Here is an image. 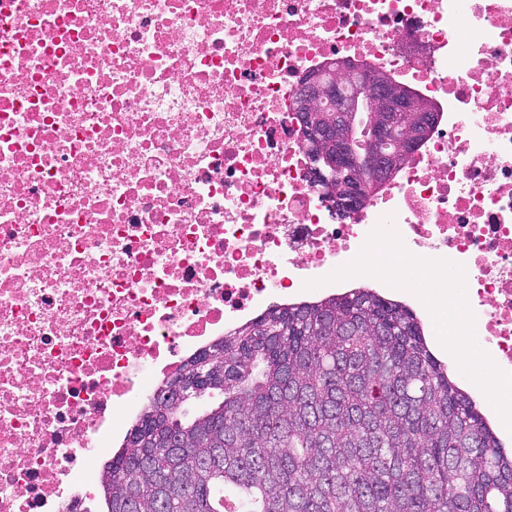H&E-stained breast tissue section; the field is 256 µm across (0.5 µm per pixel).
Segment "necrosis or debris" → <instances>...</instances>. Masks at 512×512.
<instances>
[{
	"mask_svg": "<svg viewBox=\"0 0 512 512\" xmlns=\"http://www.w3.org/2000/svg\"><path fill=\"white\" fill-rule=\"evenodd\" d=\"M339 59L437 112L343 217L294 112ZM412 265L512 394V0H0V512H86L195 354Z\"/></svg>",
	"mask_w": 512,
	"mask_h": 512,
	"instance_id": "necrosis-or-debris-1",
	"label": "necrosis or debris"
}]
</instances>
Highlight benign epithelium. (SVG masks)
<instances>
[{
  "label": "benign epithelium",
  "mask_w": 512,
  "mask_h": 512,
  "mask_svg": "<svg viewBox=\"0 0 512 512\" xmlns=\"http://www.w3.org/2000/svg\"><path fill=\"white\" fill-rule=\"evenodd\" d=\"M336 78L308 77L296 94V118L305 131L307 149L318 158L333 155L338 164L330 173L318 171L316 185L327 198L341 194L356 208L365 205L400 168L402 159L419 141L412 134L396 146L384 148L399 120L430 126L436 116L431 104L413 88L390 73L347 60L335 64ZM368 123L372 137L359 155L349 146L356 138L358 122Z\"/></svg>",
  "instance_id": "7a95c632"
}]
</instances>
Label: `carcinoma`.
Listing matches in <instances>:
<instances>
[{
    "label": "carcinoma",
    "mask_w": 512,
    "mask_h": 512,
    "mask_svg": "<svg viewBox=\"0 0 512 512\" xmlns=\"http://www.w3.org/2000/svg\"><path fill=\"white\" fill-rule=\"evenodd\" d=\"M100 487L104 512H512V452L416 312L353 288L272 306L184 363Z\"/></svg>",
    "instance_id": "obj_1"
}]
</instances>
